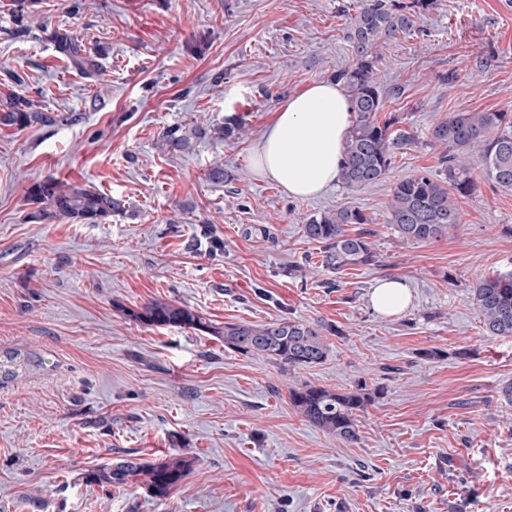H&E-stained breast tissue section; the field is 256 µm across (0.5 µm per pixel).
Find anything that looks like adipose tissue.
I'll use <instances>...</instances> for the list:
<instances>
[{
	"label": "adipose tissue",
	"instance_id": "1",
	"mask_svg": "<svg viewBox=\"0 0 512 512\" xmlns=\"http://www.w3.org/2000/svg\"><path fill=\"white\" fill-rule=\"evenodd\" d=\"M353 120L350 99L339 83L312 82L276 113L253 152L255 172L290 196L320 195L338 179ZM410 301V289L399 279L379 281L370 293L372 309L383 316L402 313Z\"/></svg>",
	"mask_w": 512,
	"mask_h": 512
}]
</instances>
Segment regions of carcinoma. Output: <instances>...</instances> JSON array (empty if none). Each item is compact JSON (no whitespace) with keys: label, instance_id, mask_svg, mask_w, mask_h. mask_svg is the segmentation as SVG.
<instances>
[{"label":"carcinoma","instance_id":"1","mask_svg":"<svg viewBox=\"0 0 512 512\" xmlns=\"http://www.w3.org/2000/svg\"><path fill=\"white\" fill-rule=\"evenodd\" d=\"M36 0H14L13 34L25 36L31 29V9ZM433 0H359L356 15L346 32L354 62L336 72V81L346 89L355 118L344 147L338 180L346 188L360 189L383 182L394 159L403 150L419 143L414 131L396 128L398 119L379 120L385 96L377 73L379 48L414 30L417 19L428 12ZM57 52L86 78L100 70V53H91L81 40L59 28L48 35ZM505 112H452L429 132V145L443 149L440 173H415L392 183L387 202V223L406 242L426 243L448 236L461 223L453 201L454 193H470L474 179L464 162L469 156L479 173L501 187H512V122ZM77 120L75 115L51 114L31 109L30 102L17 97L0 110V125L19 129L32 125H57ZM242 121L226 119L217 129L219 137L232 140L240 135ZM163 150L171 155L191 149V133L169 129L161 137ZM33 211L32 221L65 218L75 224H105L112 214L123 210L122 202L111 194L82 185H65L52 176L33 182L26 191ZM359 209L339 207L310 217L303 225L305 236L321 245L320 267L338 273L380 263L370 232H352L349 226L367 224ZM471 300L488 335L512 338V270L481 279L471 291ZM128 315L136 322L159 327H179L224 337V346L243 355L262 353L293 370H310L323 364L329 354L326 328L298 319L282 318L256 324L246 321L215 327L195 309L169 302H151ZM6 353L0 362V387L12 381L22 366H42L39 356ZM293 408L313 426L348 442L359 439L356 416L373 402L361 381L351 390L336 392L305 383L289 393ZM194 458L179 456L148 461L123 458L85 473L90 485L120 488L143 479L154 498H165L188 475Z\"/></svg>","mask_w":512,"mask_h":512}]
</instances>
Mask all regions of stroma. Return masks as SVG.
<instances>
[{
  "mask_svg": "<svg viewBox=\"0 0 512 512\" xmlns=\"http://www.w3.org/2000/svg\"><path fill=\"white\" fill-rule=\"evenodd\" d=\"M37 0L16 38L0 0V104L20 96L72 124L0 126V352L43 367L0 387V512H512V338H492L470 301L512 269V188L485 177L454 195L461 224L404 243L386 223L391 180L440 169L425 146L452 112L512 115V0H434L378 63L385 110L420 145L390 181L298 199L257 176L251 156L288 98L353 62L357 0ZM62 28L105 49L88 79L47 40ZM245 123L236 140L216 133ZM199 130L172 156L160 138ZM223 161L234 179L209 181ZM52 175L111 193L105 224L33 222L26 189ZM362 210L380 265L319 269L307 218ZM210 229L223 247L214 251ZM212 236V237H213ZM404 280L412 300L384 317L369 294ZM183 303L216 326L290 317L333 325L330 355L290 370L224 339L128 318ZM438 351L435 359L427 351ZM382 393L349 443L296 413L290 388L358 382ZM195 463L165 498L141 485L86 484L129 456ZM41 507H33V500Z\"/></svg>",
  "mask_w": 512,
  "mask_h": 512,
  "instance_id": "obj_1",
  "label": "stroma"
}]
</instances>
